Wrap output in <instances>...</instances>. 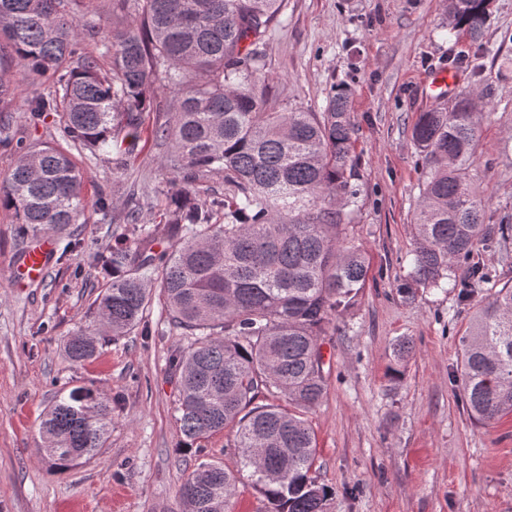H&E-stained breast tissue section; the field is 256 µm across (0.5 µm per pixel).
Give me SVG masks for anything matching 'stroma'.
<instances>
[{"label":"stroma","instance_id":"obj_1","mask_svg":"<svg viewBox=\"0 0 512 512\" xmlns=\"http://www.w3.org/2000/svg\"><path fill=\"white\" fill-rule=\"evenodd\" d=\"M63 8L80 26L82 51L110 70L108 34L130 25V16L113 13L112 0H63ZM489 11L488 52L458 67L457 88L488 97L470 176L487 202L483 221L492 233L455 273L467 281L477 265L500 287L512 283V235L496 231L512 219V0H490ZM474 51L465 33L449 30L445 0H288L266 42L270 111L319 112L333 87L350 91L360 190L351 234L366 249L369 272L358 305L336 315L324 339L328 394L307 414L318 479L333 490L327 512H512V415L474 424L458 383L460 338L486 291L463 299L455 288L420 286L408 299L398 290L415 248L423 182L411 127L436 104L423 83L449 55ZM0 83V122L15 141H55L61 115L28 121L33 88L18 61L6 62ZM171 99L156 86L127 169L74 152L90 221L73 227L76 250L56 244L42 279L14 283L12 266L26 244L13 212L0 208V512H184L180 488L199 460L235 463L231 428L203 439L199 451L179 446L167 362L190 344L180 331L107 336L96 358L82 363L64 351L66 339L94 319L104 274L92 253L112 245L130 194L148 198L144 222L161 220L171 174L160 160L168 146L151 130ZM104 198L112 202L106 215ZM403 338L413 350L400 362L394 347ZM394 365L402 370L396 380L389 376ZM75 387L108 400L112 423L102 448L58 472L41 447L39 424Z\"/></svg>","mask_w":512,"mask_h":512}]
</instances>
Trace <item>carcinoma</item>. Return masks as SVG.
Listing matches in <instances>:
<instances>
[{
    "mask_svg": "<svg viewBox=\"0 0 512 512\" xmlns=\"http://www.w3.org/2000/svg\"><path fill=\"white\" fill-rule=\"evenodd\" d=\"M286 0H113L139 23L112 36V71L78 54L79 24L61 0H0V41L32 79L59 74L58 88L28 98L29 118L62 112L60 140L22 152L0 183V207L26 238L61 235L84 217L83 176L71 150L122 170L139 147L156 84L174 94L153 135L170 141L166 224H142L131 207L112 248L95 256L107 275L95 324L65 352L93 359L98 337L138 329L153 293L169 326L192 338L168 357L176 377L183 447L231 426L236 466L202 461L181 485L184 512H228L241 475L270 512H326L331 489L313 476L317 439L303 411L328 391L323 337L332 316L365 288L366 250L350 235L358 210L349 97L321 112H270L261 46ZM448 29L479 41L488 0H446ZM124 111H115L116 104ZM476 98L419 113L411 136L426 172L414 224L416 246L399 290L456 288L455 263L485 241L486 204L472 186L479 137ZM224 173V195L202 203L196 182ZM224 215V222L215 219ZM460 389L483 426L512 415V286L473 313L461 337ZM108 402L77 387L45 413L40 435L65 468L103 447Z\"/></svg>",
    "mask_w": 512,
    "mask_h": 512,
    "instance_id": "1",
    "label": "carcinoma"
}]
</instances>
